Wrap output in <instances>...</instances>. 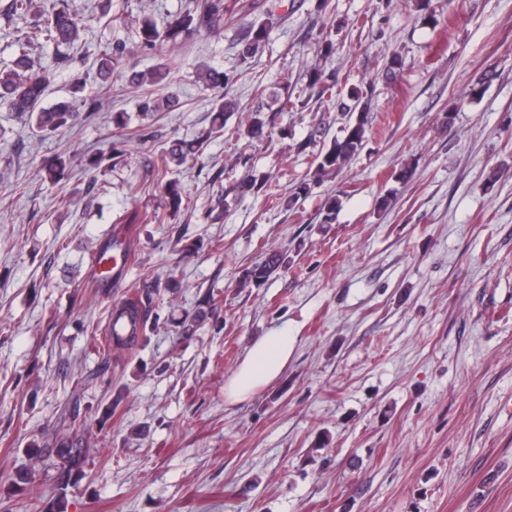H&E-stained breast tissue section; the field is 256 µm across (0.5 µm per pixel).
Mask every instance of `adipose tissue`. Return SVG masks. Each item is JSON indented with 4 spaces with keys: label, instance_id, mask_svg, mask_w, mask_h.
I'll return each mask as SVG.
<instances>
[{
    "label": "adipose tissue",
    "instance_id": "1",
    "mask_svg": "<svg viewBox=\"0 0 512 512\" xmlns=\"http://www.w3.org/2000/svg\"><path fill=\"white\" fill-rule=\"evenodd\" d=\"M296 344L287 329L276 328L254 341L228 379V400L239 401L277 379L288 364Z\"/></svg>",
    "mask_w": 512,
    "mask_h": 512
}]
</instances>
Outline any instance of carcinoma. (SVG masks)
I'll use <instances>...</instances> for the list:
<instances>
[{"instance_id":"1","label":"carcinoma","mask_w":512,"mask_h":512,"mask_svg":"<svg viewBox=\"0 0 512 512\" xmlns=\"http://www.w3.org/2000/svg\"><path fill=\"white\" fill-rule=\"evenodd\" d=\"M35 8L33 0H8L0 10V17L8 22L24 19ZM228 12L227 0H198L195 10L178 14L169 20L164 28H159L154 19L143 15L135 29L137 47L141 52L157 57L158 62L146 71L132 70L122 74L127 86L141 91L139 111L147 118L157 112H173L181 107L177 94L169 91L165 80L177 69V55L168 47L177 43H185L202 31H215L224 25V14ZM87 27L86 20L61 3L58 8L39 14L38 24L31 32V37H41L51 41L56 47L72 48L80 39L81 31ZM267 39V26L264 23L252 24L249 27L246 43L240 53L246 61L257 54ZM125 46L115 44L111 49L101 53L95 60L97 75L102 79L112 78V74L122 65ZM58 68H67L72 74L73 94H82L86 89L85 71L77 65V60L67 52H60L55 57ZM28 65L22 57L14 63V67L0 70V107L27 117L35 122L36 129L42 133H56L74 124L80 115L69 102H57L50 107L42 106L43 99L52 79V73L27 74ZM309 87L317 89L321 103L340 109L342 112L357 113L354 122L343 128V135L331 140L328 148L316 156L312 180L322 181L324 178L340 171L362 150L368 125L370 100L360 89H353L348 100L336 97V73H327L315 65L307 70ZM203 88L215 93L211 132L217 136L224 135V126L231 114L238 111V102L224 99L221 90L230 76L223 71L206 64L197 74ZM269 124L268 117L261 109L250 113V121L246 130L236 129L239 137L251 139L260 137ZM199 144L186 141H174L166 149L168 162L177 167L182 166L189 156L197 151ZM67 159L57 155L44 162L42 178L53 184L65 177ZM168 169L157 171L156 185L168 195L167 206L178 209L183 203L179 183L167 178ZM271 187L270 176L249 174L232 185L239 194L260 193ZM285 265V258L275 251L267 255L260 263L247 268L242 276L241 284H261ZM46 458L57 457L72 466L78 465V455L66 443L61 442L54 448L44 449Z\"/></svg>"}]
</instances>
